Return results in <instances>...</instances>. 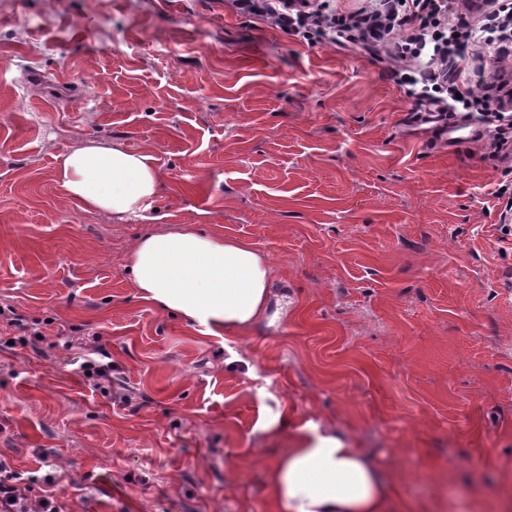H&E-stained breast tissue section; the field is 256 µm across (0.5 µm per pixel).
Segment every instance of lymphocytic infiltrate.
Listing matches in <instances>:
<instances>
[{"label":"lymphocytic infiltrate","mask_w":512,"mask_h":512,"mask_svg":"<svg viewBox=\"0 0 512 512\" xmlns=\"http://www.w3.org/2000/svg\"><path fill=\"white\" fill-rule=\"evenodd\" d=\"M237 15L270 21L309 46L326 42L360 49L386 62L398 85L417 100L416 117L431 124L456 112L486 125L497 145L512 142V86L503 65L512 60V0H362L356 10L336 0H227ZM497 63L490 90L463 79L465 66L483 71ZM76 373L89 375L101 391L113 384L112 358L80 345L70 359ZM61 481L49 471L45 488L30 498L21 473L0 458V512H66L56 495Z\"/></svg>","instance_id":"f902f5d3"}]
</instances>
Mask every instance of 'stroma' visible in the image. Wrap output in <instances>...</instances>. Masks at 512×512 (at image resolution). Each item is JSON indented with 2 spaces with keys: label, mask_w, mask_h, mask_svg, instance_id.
I'll use <instances>...</instances> for the list:
<instances>
[{
  "label": "stroma",
  "mask_w": 512,
  "mask_h": 512,
  "mask_svg": "<svg viewBox=\"0 0 512 512\" xmlns=\"http://www.w3.org/2000/svg\"><path fill=\"white\" fill-rule=\"evenodd\" d=\"M413 108L383 63L224 0H0V457L64 473L70 512H274L309 420L394 483L388 512H512V150L409 133ZM93 141L151 152L155 212L65 194ZM186 226L268 256L295 314L223 340L140 300L133 242ZM77 328L112 393L66 365Z\"/></svg>",
  "instance_id": "stroma-1"
}]
</instances>
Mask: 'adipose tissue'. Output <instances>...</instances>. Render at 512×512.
I'll use <instances>...</instances> for the list:
<instances>
[{"instance_id":"adipose-tissue-1","label":"adipose tissue","mask_w":512,"mask_h":512,"mask_svg":"<svg viewBox=\"0 0 512 512\" xmlns=\"http://www.w3.org/2000/svg\"><path fill=\"white\" fill-rule=\"evenodd\" d=\"M55 178L82 209L137 219L160 191L155 158L116 142H90L65 154ZM129 269L141 300L222 337L280 326L292 300L268 258L253 245L187 227L132 246ZM275 512H385L393 485L356 448L332 433L301 434L269 468Z\"/></svg>"}]
</instances>
